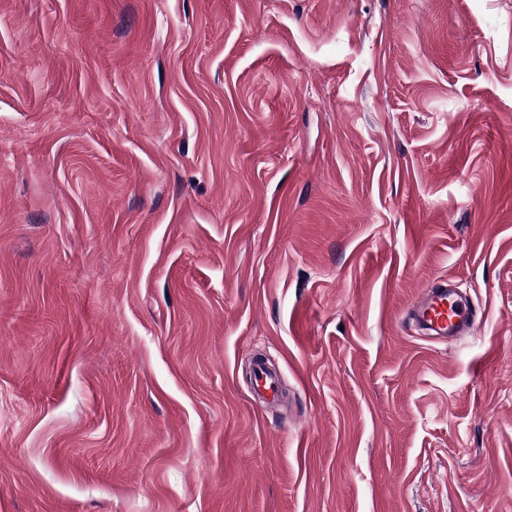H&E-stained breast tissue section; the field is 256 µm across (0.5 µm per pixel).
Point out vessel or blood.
<instances>
[{"label":"vessel or blood","mask_w":512,"mask_h":512,"mask_svg":"<svg viewBox=\"0 0 512 512\" xmlns=\"http://www.w3.org/2000/svg\"><path fill=\"white\" fill-rule=\"evenodd\" d=\"M414 318L428 335L454 337L468 332L476 324L477 311L464 302L453 280H445L428 290L412 307ZM252 379L264 397H277L279 378L266 365L255 364Z\"/></svg>","instance_id":"b4317fda"}]
</instances>
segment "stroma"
<instances>
[{
    "label": "stroma",
    "instance_id": "stroma-1",
    "mask_svg": "<svg viewBox=\"0 0 512 512\" xmlns=\"http://www.w3.org/2000/svg\"><path fill=\"white\" fill-rule=\"evenodd\" d=\"M0 512H512V0H0ZM416 319L429 336L454 337L470 333L477 311L462 297L452 279L443 280L412 307ZM252 379L256 388L264 397L275 399L279 392V378L276 372L270 371L266 365L256 363L252 370Z\"/></svg>",
    "mask_w": 512,
    "mask_h": 512
}]
</instances>
